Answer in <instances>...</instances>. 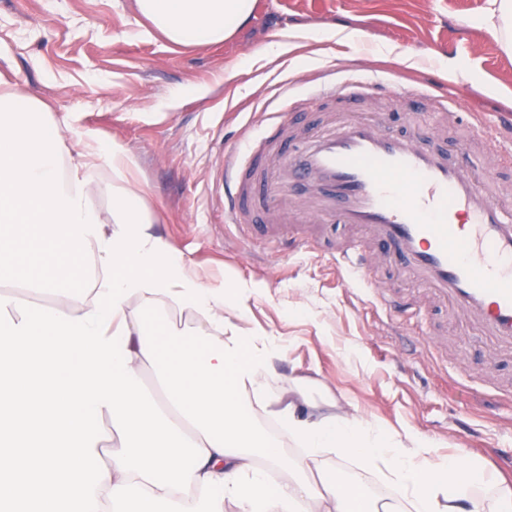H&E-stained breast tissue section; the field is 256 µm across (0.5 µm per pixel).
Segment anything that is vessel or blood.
<instances>
[{"mask_svg": "<svg viewBox=\"0 0 512 512\" xmlns=\"http://www.w3.org/2000/svg\"><path fill=\"white\" fill-rule=\"evenodd\" d=\"M412 95L437 118L455 114L446 95ZM472 129L494 144L512 140V117L503 116L491 132L477 112ZM258 138L260 153L249 164L224 166L226 223L246 224L252 213H264L279 221L278 240L288 246L307 245L310 224L357 226L364 240L325 256L346 287L383 306L399 305L372 287L364 242L375 241L402 277L434 289L482 336L512 352V211L499 202L492 179L476 178L470 160L450 159L419 132L365 120L324 133L274 112ZM287 177L313 189L297 226L281 221L278 197Z\"/></svg>", "mask_w": 512, "mask_h": 512, "instance_id": "1", "label": "vessel or blood"}]
</instances>
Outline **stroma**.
<instances>
[{
  "label": "stroma",
  "instance_id": "stroma-1",
  "mask_svg": "<svg viewBox=\"0 0 512 512\" xmlns=\"http://www.w3.org/2000/svg\"><path fill=\"white\" fill-rule=\"evenodd\" d=\"M489 0H257L250 20L228 41L175 49L141 32L135 0H0V73L21 93L48 103L68 152L80 132L121 144L132 155L157 234L228 293L248 294L246 326L275 338L285 358L269 381L284 394L302 386L315 398L378 423L390 433L415 431L436 453L466 456L498 471L512 489V354L488 347L462 325L445 299L403 279L378 243L369 253L377 286L413 298L417 318L374 308L344 287L324 261L329 243L357 227L326 224L310 246L288 250L258 224L224 221V164L274 111L281 87L299 103L298 122L329 125L332 115L379 113L393 130H409V105L369 97L349 107L311 98L314 74L364 72L437 84L460 101L456 121L420 133L448 150L463 145L475 166L486 155L471 115L512 111V53L482 19ZM355 28L353 47L310 35ZM295 30L300 48L260 57L271 30ZM390 45L389 58L379 48ZM464 64L471 78L453 79Z\"/></svg>",
  "mask_w": 512,
  "mask_h": 512
}]
</instances>
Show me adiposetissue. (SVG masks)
I'll list each match as a JSON object with an SVG mask.
<instances>
[{"label":"adipose tissue","mask_w":512,"mask_h":512,"mask_svg":"<svg viewBox=\"0 0 512 512\" xmlns=\"http://www.w3.org/2000/svg\"><path fill=\"white\" fill-rule=\"evenodd\" d=\"M256 0H136L175 47L217 44ZM111 170L112 205L90 204ZM127 151L82 135L64 152L49 107L0 80V278L32 295L86 286L64 313L30 310L0 293V502L39 512H512V493L460 456L434 458L432 440L394 436L322 409L302 392L271 396L278 342L242 328L243 299L193 270L153 227ZM192 314L184 339L170 312ZM157 386L147 391L145 372ZM275 419L306 464L287 461L258 428ZM109 419L112 462L99 464L94 422ZM352 458L356 475L326 466ZM393 494L375 500L373 478Z\"/></svg>","instance_id":"1"}]
</instances>
